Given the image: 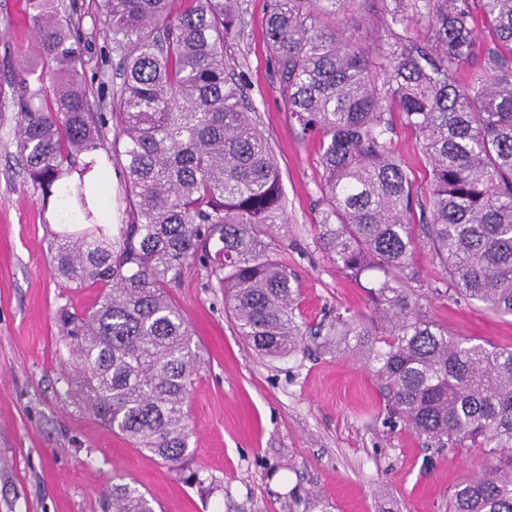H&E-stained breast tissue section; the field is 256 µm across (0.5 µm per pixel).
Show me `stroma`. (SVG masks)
I'll list each match as a JSON object with an SVG mask.
<instances>
[{"label":"stroma","mask_w":512,"mask_h":512,"mask_svg":"<svg viewBox=\"0 0 512 512\" xmlns=\"http://www.w3.org/2000/svg\"><path fill=\"white\" fill-rule=\"evenodd\" d=\"M63 2L75 7L82 70L98 112L99 87L120 83L102 0ZM236 9L224 58L245 82L281 172L288 221L267 242L297 277L300 318L314 325L332 309L374 318L372 278L351 279L317 244L321 136L301 132L279 96L267 0H238ZM35 51L24 0H0V512H101L115 483L152 497L155 512H448L452 486L483 470V449L437 452L403 424L387 425L385 393L361 357H259L198 264L170 294L200 361L188 396V466L200 484H185L160 458L65 399L58 378L69 360L56 312L91 306L99 290L66 288L54 275L51 247L62 226L17 161L7 80L16 60ZM392 120L394 147L415 187L426 190L419 135L400 110ZM412 267L427 315L450 334L512 345V317L449 289L429 244L419 243Z\"/></svg>","instance_id":"obj_1"}]
</instances>
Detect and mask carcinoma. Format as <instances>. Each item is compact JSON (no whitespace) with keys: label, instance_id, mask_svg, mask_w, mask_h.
<instances>
[{"label":"carcinoma","instance_id":"1","mask_svg":"<svg viewBox=\"0 0 512 512\" xmlns=\"http://www.w3.org/2000/svg\"><path fill=\"white\" fill-rule=\"evenodd\" d=\"M103 0L122 57L109 101L125 172L126 223L105 231L90 206L81 156L105 148L110 118L90 108L74 24L60 0H26L38 44L11 72L17 157L43 200L66 201L85 228L58 235L52 267L71 288L102 292L82 312L59 309L74 368L66 398L134 448L186 470L189 387L197 356L169 288L199 263L237 333L262 358L307 350L358 354L383 385L390 417L428 448H482L485 471L457 484L448 512H512V346L476 343L432 320L411 287L412 215L457 293L512 315V0H269L268 47L279 93L302 132L321 133V248L359 279L383 326L339 312L314 332L299 289L262 236L287 201L268 139L222 48L236 0ZM481 16L494 46L465 88ZM376 17L381 29L360 36ZM53 64L47 86L39 61ZM421 138L430 188L418 194L396 155L387 104ZM219 248L210 251L211 241ZM107 512H154L114 484Z\"/></svg>","mask_w":512,"mask_h":512}]
</instances>
